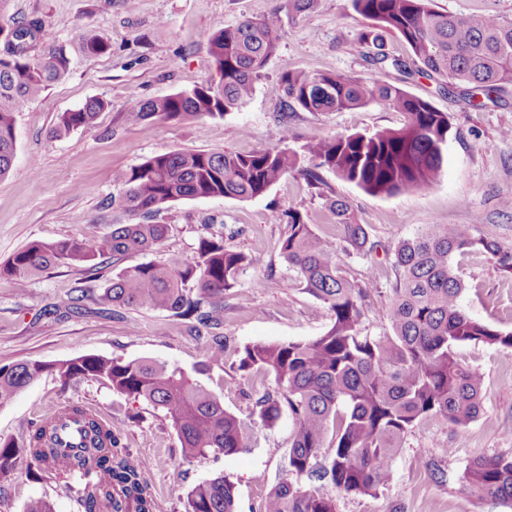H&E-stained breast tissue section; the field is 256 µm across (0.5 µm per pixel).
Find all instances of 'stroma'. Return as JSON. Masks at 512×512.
<instances>
[{
  "mask_svg": "<svg viewBox=\"0 0 512 512\" xmlns=\"http://www.w3.org/2000/svg\"><path fill=\"white\" fill-rule=\"evenodd\" d=\"M286 0H6L0 26L32 19L41 31L31 51L64 47L68 73L15 115L17 154L0 179V262L35 240L77 237L95 240L112 229L120 213L112 201L114 171L129 169L164 152L206 149L245 153L272 142L279 112L288 114V146L301 150L314 137L397 129L405 117L371 104L343 112L286 111L280 76L287 70L335 71L397 82L398 71L375 69L357 43L366 18L350 0H321L316 12L287 18ZM281 19L279 49L255 85L251 100L224 118L194 122L149 119L130 122L129 113L160 98L215 78L208 51L210 36L240 21ZM87 25L110 45L108 53L87 57L77 31ZM406 90L448 115L445 162L437 180L414 194L371 195L318 168V183L291 174L252 200L201 198L172 203L154 215L168 225L154 261L192 256L209 225L223 226L235 249L255 263L224 294V359L206 360L208 335L190 333L188 320L149 308L101 310L98 297L115 267L93 272L90 265L55 267L32 280H0V366L27 360L62 362L86 355L123 360L154 359L178 367L209 387L225 409L253 422L251 448L231 456L184 458L180 440L161 411L113 392L101 381L78 378L63 383L43 373L8 404L0 406V443L20 444L33 426L60 406L74 403L119 431L131 458L145 465L147 490L167 512H186L187 492L199 482L226 475L235 485L238 512H263L264 502L286 471L294 429L290 415L274 425L257 421L249 389L261 379L238 371L245 346L307 341L326 332L327 306L303 289L280 256L287 227L281 214L298 210L306 223L341 248L336 218L326 199L340 198L365 224L377 246L371 258L341 257L349 275L373 270L380 287L392 278L394 248L428 224H467L474 237L512 251V85L493 102L476 108L458 88L440 78L414 75ZM99 99L106 107L95 125L57 137L61 113ZM464 283L459 304L470 317L502 330L512 329V275L490 254L457 257ZM280 285L268 287L269 278ZM460 361L483 380L482 410L458 428L429 418L406 437L393 462L387 486L375 495H342L339 512H512V504L470 490L462 481L479 457L512 455V349L485 344L457 348ZM35 499L53 512H84L75 492L53 475L33 479L26 460L0 480V512H24Z\"/></svg>",
  "mask_w": 512,
  "mask_h": 512,
  "instance_id": "1",
  "label": "stroma"
}]
</instances>
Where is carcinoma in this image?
Segmentation results:
<instances>
[{"mask_svg":"<svg viewBox=\"0 0 512 512\" xmlns=\"http://www.w3.org/2000/svg\"><path fill=\"white\" fill-rule=\"evenodd\" d=\"M320 0H287L288 16L311 13ZM355 12L373 21L359 45L376 68L392 67L409 79L414 72L385 49V34L411 48L417 72L437 75L463 87L468 102L486 98L512 84V21L494 16H450L434 0H352ZM40 30L37 21L0 27L6 54L0 55V178L16 155L14 114L70 69L62 48L42 56L18 50L14 43ZM82 52L100 56L110 49L92 29L79 33ZM281 30L273 20L245 19L213 34L209 52L219 75L216 83L148 100L129 114L139 123L152 117L191 121L224 117L242 108L255 82L277 51ZM286 106L308 112H339L376 103L406 115L400 129L313 138L299 154L288 148V113L278 115V145L246 153L165 152L129 170H118L120 208L132 219L114 224L95 241L70 238L34 241L0 263V277L30 279L51 267L92 262L103 268L129 255L147 254L166 237L169 225L147 222L163 206L180 200L232 197L251 200L265 195L283 177L297 171L310 180L315 172L306 159L335 172L373 195L416 193L431 186L443 167L448 115L403 87L338 73L286 71L280 78ZM105 104L98 99L63 112L53 134L61 136L92 125ZM347 256H369L375 244L363 224L353 220L349 204L329 199ZM287 235L281 255L309 294L328 305L333 322L327 332L307 342L258 343L244 348L238 369L263 372L274 387L256 401L262 423H275L288 410L295 430L285 477L268 495L264 512H338L337 499L311 488L317 478L345 495H372L386 487L392 463L405 437L423 419L441 417L458 426L475 420L482 408L483 381L457 359L455 349L468 343L512 348V331H502L469 317L459 306L464 289L455 273L456 256L482 250L512 274V253L492 240L475 238L468 224H428L401 242L391 262L394 281L388 291L372 277L350 278L336 259V249L304 222L300 212L283 213ZM251 256L224 241V233L199 239L190 258L163 263L140 262L122 268L103 289L105 305L148 307L193 318L206 327L221 324L224 292L236 287L252 267ZM378 300L375 314L390 331L373 335L363 325L365 310ZM45 371L64 382L97 379L112 391L141 400L164 413L187 458L210 453L226 456L250 446L254 426L224 409L203 384L177 367L150 360L82 356L51 364L25 361L0 367V406ZM70 410L82 424L78 452L68 468L53 467L59 426L45 418L26 441L0 445V479L24 457L40 472L68 478L80 486L86 512H165L149 494L141 469L132 464L112 426L79 405ZM331 448L324 464L321 449ZM463 480L481 495L512 503V456L473 460ZM187 512H237L234 485L223 475L187 492Z\"/></svg>","mask_w":512,"mask_h":512,"instance_id":"cac0c4a2","label":"carcinoma"}]
</instances>
